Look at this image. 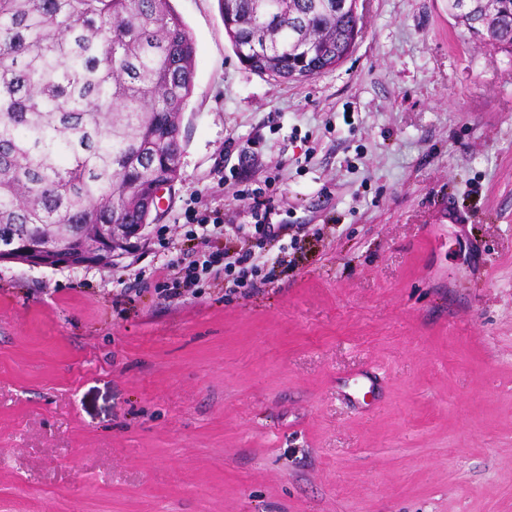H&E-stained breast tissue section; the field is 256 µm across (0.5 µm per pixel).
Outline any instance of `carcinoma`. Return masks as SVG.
Returning a JSON list of instances; mask_svg holds the SVG:
<instances>
[{"label": "carcinoma", "mask_w": 512, "mask_h": 512, "mask_svg": "<svg viewBox=\"0 0 512 512\" xmlns=\"http://www.w3.org/2000/svg\"><path fill=\"white\" fill-rule=\"evenodd\" d=\"M239 60L275 80L336 67L358 16L333 0H219ZM488 36L512 45V11ZM196 45L172 0H0V249L148 224L177 178Z\"/></svg>", "instance_id": "1"}]
</instances>
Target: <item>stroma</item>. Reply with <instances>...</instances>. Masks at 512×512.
<instances>
[{
    "label": "stroma",
    "mask_w": 512,
    "mask_h": 512,
    "mask_svg": "<svg viewBox=\"0 0 512 512\" xmlns=\"http://www.w3.org/2000/svg\"><path fill=\"white\" fill-rule=\"evenodd\" d=\"M173 4L195 88L152 224L108 266L0 262V512H512V46L359 0L350 56L280 82ZM214 247L272 279L169 302L156 269Z\"/></svg>",
    "instance_id": "35a3bbf8"
}]
</instances>
